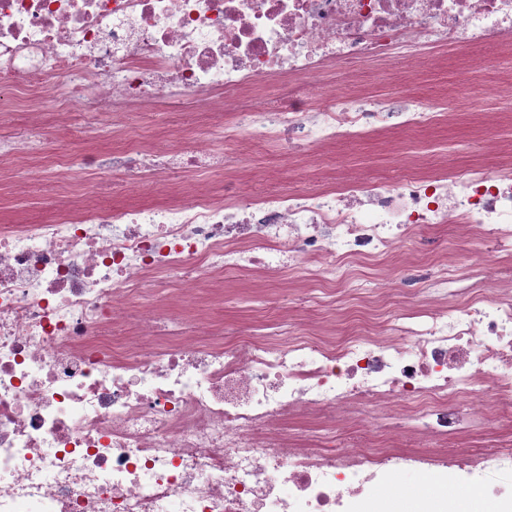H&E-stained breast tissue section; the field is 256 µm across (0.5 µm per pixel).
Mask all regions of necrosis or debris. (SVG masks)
<instances>
[{
    "label": "necrosis or debris",
    "instance_id": "obj_1",
    "mask_svg": "<svg viewBox=\"0 0 512 512\" xmlns=\"http://www.w3.org/2000/svg\"><path fill=\"white\" fill-rule=\"evenodd\" d=\"M447 45L512 56V0H0V121L49 91L59 126L106 134L54 172H122L126 200L0 226V512H389L374 489L404 469L512 512L488 480L512 460V147L239 190L258 138L293 153L452 122L356 71L434 68ZM184 99L210 119L187 140L135 126ZM170 174L194 189L146 199ZM440 224L484 245L465 287L447 257L404 256ZM291 270L310 306L350 298L343 330L284 305L247 324L183 311L225 275Z\"/></svg>",
    "mask_w": 512,
    "mask_h": 512
}]
</instances>
